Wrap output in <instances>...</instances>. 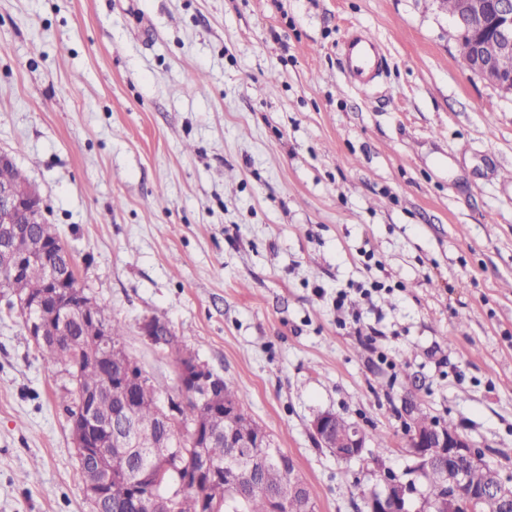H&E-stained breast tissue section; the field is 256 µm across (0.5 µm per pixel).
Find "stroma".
<instances>
[{
	"label": "stroma",
	"mask_w": 512,
	"mask_h": 512,
	"mask_svg": "<svg viewBox=\"0 0 512 512\" xmlns=\"http://www.w3.org/2000/svg\"><path fill=\"white\" fill-rule=\"evenodd\" d=\"M352 28L377 84L343 73ZM0 149L161 400L149 317L238 386L317 512L413 479L409 405L512 477V97L440 0H0ZM71 389L0 297V512H92ZM327 411L388 452L319 447ZM341 56L351 80L367 85L379 73L381 43L368 33H353L341 44ZM141 336L152 345L165 344L166 341H175V335L168 324L158 318L150 317L140 324Z\"/></svg>",
	"instance_id": "obj_1"
}]
</instances>
